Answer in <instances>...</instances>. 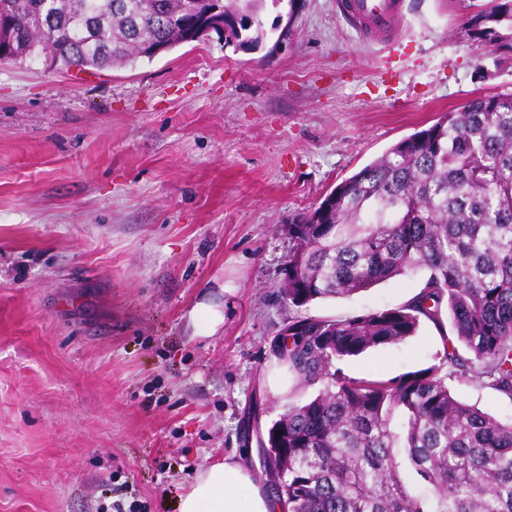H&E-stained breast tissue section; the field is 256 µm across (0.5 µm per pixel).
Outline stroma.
<instances>
[{"label":"stroma","mask_w":512,"mask_h":512,"mask_svg":"<svg viewBox=\"0 0 512 512\" xmlns=\"http://www.w3.org/2000/svg\"><path fill=\"white\" fill-rule=\"evenodd\" d=\"M364 43L336 0L266 6L282 46L213 33L87 73L0 61V512H178L201 468L239 458L317 390L278 367L288 318L396 308L411 273L296 307L279 292L290 219L396 142L477 95L512 93V49L474 36L488 0H400ZM224 315L215 334L199 302ZM438 326L351 357L352 377L437 364ZM504 423L512 400L465 380ZM191 320L198 332L213 335L218 326L223 323L224 316L213 306L202 302L192 312Z\"/></svg>","instance_id":"35a3bbf8"}]
</instances>
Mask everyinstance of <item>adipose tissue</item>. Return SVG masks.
<instances>
[{
  "mask_svg": "<svg viewBox=\"0 0 512 512\" xmlns=\"http://www.w3.org/2000/svg\"><path fill=\"white\" fill-rule=\"evenodd\" d=\"M179 512H282L239 459L226 457L200 471L179 500Z\"/></svg>",
  "mask_w": 512,
  "mask_h": 512,
  "instance_id": "1",
  "label": "adipose tissue"
}]
</instances>
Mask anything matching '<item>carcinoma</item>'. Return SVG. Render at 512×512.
<instances>
[{
    "label": "carcinoma",
    "instance_id": "cac0c4a2",
    "mask_svg": "<svg viewBox=\"0 0 512 512\" xmlns=\"http://www.w3.org/2000/svg\"><path fill=\"white\" fill-rule=\"evenodd\" d=\"M209 0H0V26L38 29L0 41V59L48 55L101 70L189 43ZM224 43L255 50L268 37L265 0H222ZM481 37L512 43V0H492ZM293 247L280 283L300 307L349 297L425 271L397 308L345 318L294 317L272 347L305 386L258 451L261 477L288 512H512V423L458 399L465 378L512 400V94L477 96L403 138L288 224ZM452 337L439 365L388 379L354 378L339 364L414 335L423 319Z\"/></svg>",
    "mask_w": 512,
    "mask_h": 512
}]
</instances>
